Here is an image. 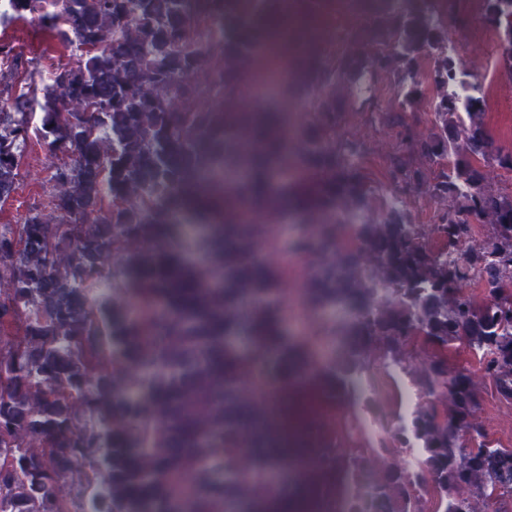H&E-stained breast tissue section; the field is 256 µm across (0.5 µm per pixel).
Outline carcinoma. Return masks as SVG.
<instances>
[{
    "label": "carcinoma",
    "mask_w": 512,
    "mask_h": 512,
    "mask_svg": "<svg viewBox=\"0 0 512 512\" xmlns=\"http://www.w3.org/2000/svg\"><path fill=\"white\" fill-rule=\"evenodd\" d=\"M10 2L79 55L42 88L35 126L27 94L0 78V199L32 139L67 156L51 165L47 209L0 229V512H275L268 476L282 458L264 444L286 440L279 395L351 403L359 429L384 411L355 385L372 359L401 369L419 406L377 447L338 448L335 425L305 419L311 452L296 465L328 476L318 509L332 486L340 512H426L429 493L443 512L512 498V448L480 418L485 382L512 401V193L483 169L512 170V152L494 147L484 100L460 112L470 73L448 51L456 0H355L370 25L306 75L303 179L283 167L277 113H251L248 152L233 123L268 13L333 21L336 0ZM481 8L497 40L512 33V0ZM215 27L217 63L203 50ZM424 87L435 132L420 138L408 111ZM355 103L409 144L385 174L437 205L434 223L377 201L362 146L331 137ZM283 215L294 238L273 242ZM283 249L309 264L301 305L351 320L297 327L290 274L265 259ZM109 259L126 281L112 302ZM461 346L476 371L451 367ZM417 349L436 360L415 365ZM411 441L415 469L380 464Z\"/></svg>",
    "instance_id": "obj_1"
}]
</instances>
